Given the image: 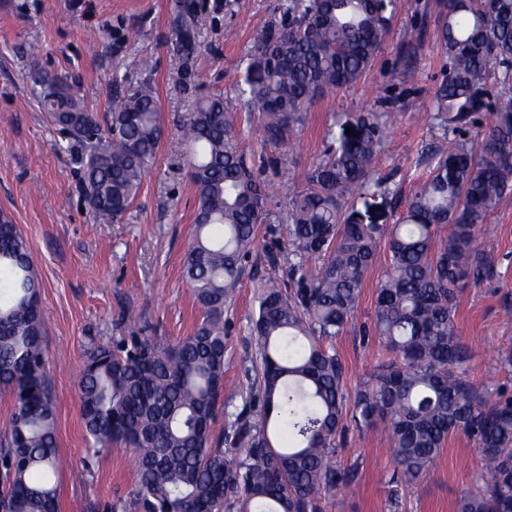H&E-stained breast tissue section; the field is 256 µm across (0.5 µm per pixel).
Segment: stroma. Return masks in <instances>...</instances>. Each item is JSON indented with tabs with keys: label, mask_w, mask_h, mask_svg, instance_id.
Masks as SVG:
<instances>
[{
	"label": "stroma",
	"mask_w": 512,
	"mask_h": 512,
	"mask_svg": "<svg viewBox=\"0 0 512 512\" xmlns=\"http://www.w3.org/2000/svg\"><path fill=\"white\" fill-rule=\"evenodd\" d=\"M180 0H0V213L18 224L28 241L41 284L44 345L56 410L61 454L70 466L59 477L60 512H107L131 506L136 477L128 448L86 457L76 383L91 339L120 335L133 314L150 333L173 339L190 333L198 319L181 269L197 207L179 132L197 101L223 92L236 113L237 95L250 52L261 30L278 17L283 0H194L201 47L183 69L173 49ZM445 0H396L389 34L356 86L321 97L308 109L304 128L283 174L266 172L270 207L284 214L294 180L318 160L323 137L337 119L378 100L391 105L393 119L377 166L394 172L391 189L409 194L424 176L421 152L439 141L440 130L424 120L440 83L444 57L438 26ZM422 48L412 76H404V54L413 26ZM150 59L143 71L141 59ZM40 62L67 79L89 111L106 116L116 82L149 81L159 98L164 136L156 162L133 205L120 221L91 210L80 186L81 148L65 137L38 105L27 71ZM491 266L489 276L467 283L457 299L455 324L472 351L468 375L476 383L512 394V196L504 199L477 233ZM267 247L247 259L233 304L225 311L227 350L224 397L241 404L248 380L241 359L254 353L249 314L254 285L271 274ZM390 254L379 246L367 273L354 323L335 342L347 388L385 357L362 327L373 314L376 287ZM355 490L328 496L324 512H455L481 462L463 433L450 436L440 456L412 485L394 482L382 428H350L340 454Z\"/></svg>",
	"instance_id": "1"
}]
</instances>
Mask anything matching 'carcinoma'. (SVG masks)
Instances as JSON below:
<instances>
[{"label":"carcinoma","instance_id":"carcinoma-1","mask_svg":"<svg viewBox=\"0 0 512 512\" xmlns=\"http://www.w3.org/2000/svg\"><path fill=\"white\" fill-rule=\"evenodd\" d=\"M393 0H284L255 39L238 86L261 152L238 128L224 94L204 96L182 138L198 206L183 256L198 323L159 340L131 324L92 342L77 384L91 451L137 454L139 512H322L325 496L351 484L336 465L350 425L383 424L404 483L415 480L462 432L483 461L457 512H512V398L471 380V351L457 335L456 299L490 273L474 245L478 226L512 194V0H446L438 40L446 58L428 120L449 136L427 153L393 224L369 221V200L390 194L377 161L387 124L376 112L330 128L318 161L286 206L288 245H274L250 316L257 352L248 400H224V311L261 226L277 221L268 184L318 98L353 87L382 49ZM176 41L197 50L196 10L179 5ZM37 103L84 148L90 208L122 219L154 165L163 137L160 104L142 82L116 93L108 118L85 109L59 77L33 65ZM487 95L492 123L475 119ZM352 134H346V130ZM386 242L389 269L376 288L364 335L390 353L348 398L334 342L353 320L364 279ZM40 283L28 242L0 214V388L13 401L0 440V512H59L54 477L67 465L45 369ZM224 429L213 438V428Z\"/></svg>","mask_w":512,"mask_h":512}]
</instances>
